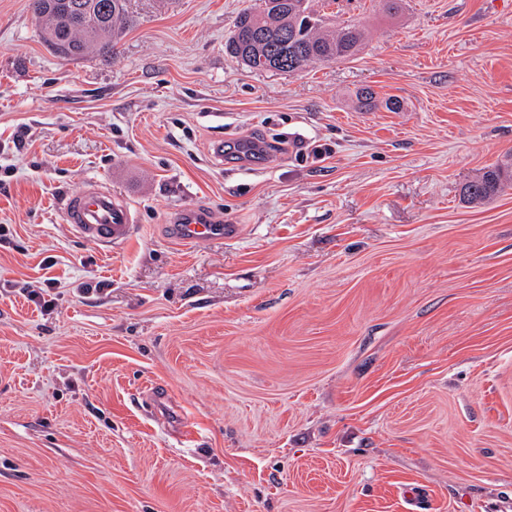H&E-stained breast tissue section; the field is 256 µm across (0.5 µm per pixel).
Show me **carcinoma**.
Wrapping results in <instances>:
<instances>
[{
    "label": "carcinoma",
    "mask_w": 512,
    "mask_h": 512,
    "mask_svg": "<svg viewBox=\"0 0 512 512\" xmlns=\"http://www.w3.org/2000/svg\"><path fill=\"white\" fill-rule=\"evenodd\" d=\"M260 11L245 8L237 15L225 52L255 72L295 74L313 64L353 57L364 37L355 24L325 30L326 18L313 0H263ZM41 23L47 46L61 56L84 58L110 53L116 37L128 23L126 0H30ZM512 189V153L485 168L465 185L463 195L474 205H485Z\"/></svg>",
    "instance_id": "carcinoma-1"
}]
</instances>
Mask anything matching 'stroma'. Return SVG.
<instances>
[{
	"mask_svg": "<svg viewBox=\"0 0 512 512\" xmlns=\"http://www.w3.org/2000/svg\"><path fill=\"white\" fill-rule=\"evenodd\" d=\"M255 2L128 0L70 60L0 0V512H512V190L462 195L512 151V0H333L362 48L296 74L226 55ZM92 178L109 249L62 207ZM64 210L76 234L97 245L112 247L124 242L135 228L126 202L97 181L89 180L80 191L70 195ZM173 237L186 244H202L222 238L236 229L233 224H214L206 219L191 218L183 224H172Z\"/></svg>",
	"mask_w": 512,
	"mask_h": 512,
	"instance_id": "stroma-1",
	"label": "stroma"
}]
</instances>
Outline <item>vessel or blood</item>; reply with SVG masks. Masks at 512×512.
I'll return each instance as SVG.
<instances>
[{
	"instance_id": "b4317fda",
	"label": "vessel or blood",
	"mask_w": 512,
	"mask_h": 512,
	"mask_svg": "<svg viewBox=\"0 0 512 512\" xmlns=\"http://www.w3.org/2000/svg\"><path fill=\"white\" fill-rule=\"evenodd\" d=\"M64 210L68 223L79 237L101 246L124 242L134 231L131 210L126 202L92 180L66 199ZM231 230L228 224L193 218L173 225L172 235L186 244H202L224 237Z\"/></svg>"
}]
</instances>
